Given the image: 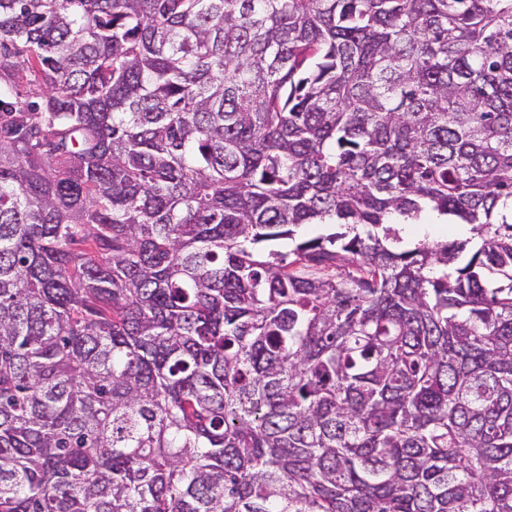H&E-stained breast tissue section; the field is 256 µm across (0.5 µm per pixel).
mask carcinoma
<instances>
[{
	"label": "carcinoma",
	"mask_w": 512,
	"mask_h": 512,
	"mask_svg": "<svg viewBox=\"0 0 512 512\" xmlns=\"http://www.w3.org/2000/svg\"><path fill=\"white\" fill-rule=\"evenodd\" d=\"M0 512H512V0H0Z\"/></svg>",
	"instance_id": "cac0c4a2"
}]
</instances>
